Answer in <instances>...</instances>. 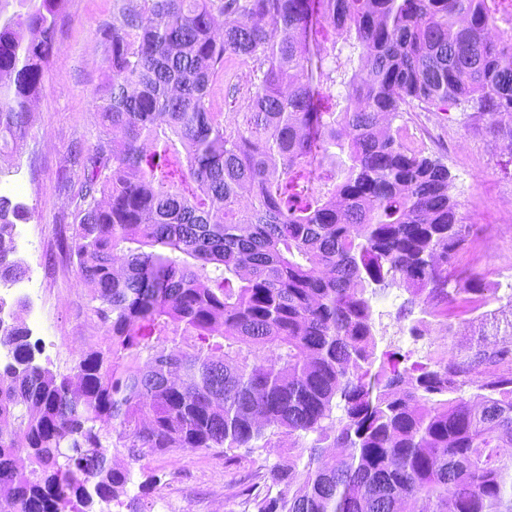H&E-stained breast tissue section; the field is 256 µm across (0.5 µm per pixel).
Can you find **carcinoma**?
I'll return each instance as SVG.
<instances>
[{
	"label": "carcinoma",
	"mask_w": 512,
	"mask_h": 512,
	"mask_svg": "<svg viewBox=\"0 0 512 512\" xmlns=\"http://www.w3.org/2000/svg\"><path fill=\"white\" fill-rule=\"evenodd\" d=\"M0 4V135L25 138L67 0ZM503 0H141L104 34V133L77 146V224L62 241L91 286L101 336L56 375L21 319H0V512H93L128 495L130 464L174 450L250 445L267 430L313 436L243 512H512V372L473 379L440 351L377 360L372 299L392 285L448 318L477 298L450 285L468 241L442 162L385 119L412 102L471 103L512 123V34ZM355 38L365 73L347 105L312 88L309 35ZM342 50L318 78L345 75ZM253 64L247 111L215 110L224 56ZM336 147L348 163L322 201L300 184ZM0 195V288L23 280ZM471 385L476 393L463 396ZM343 414L333 417V410ZM129 466L112 461V445Z\"/></svg>",
	"instance_id": "carcinoma-1"
}]
</instances>
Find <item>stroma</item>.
I'll list each match as a JSON object with an SVG mask.
<instances>
[{
    "label": "stroma",
    "instance_id": "35a3bbf8",
    "mask_svg": "<svg viewBox=\"0 0 512 512\" xmlns=\"http://www.w3.org/2000/svg\"><path fill=\"white\" fill-rule=\"evenodd\" d=\"M124 0H67L56 46L43 76L40 109L33 113L26 139L0 140V195L25 204L32 217L23 223L16 255L29 268L36 294L27 303L39 318H26L33 337H57L36 359L54 373L67 374L77 358L100 336L86 305L90 289L60 240L74 223L73 195L83 173L71 157L73 146L94 147L103 137L93 102L106 80V45L101 31L118 18ZM251 68L239 60L224 62V75L213 86L216 107L241 110L250 89ZM490 115L468 104L442 112L404 108L391 129L425 156L443 162L450 174L449 193L459 204V218L471 228L469 242L450 279L479 278L496 300L473 315L464 301L450 306L447 322L430 321L421 338H413L398 316L407 299L393 287L372 301L378 352L402 355L404 365L422 361L428 350L445 346L448 358L478 372L506 374L512 365L490 360L493 351L512 346V155L507 140L493 137ZM294 437L280 433L255 447L235 452L226 463L220 448L149 455L133 467V481L147 484L144 512H239L240 481L264 475L286 463Z\"/></svg>",
    "mask_w": 512,
    "mask_h": 512
}]
</instances>
